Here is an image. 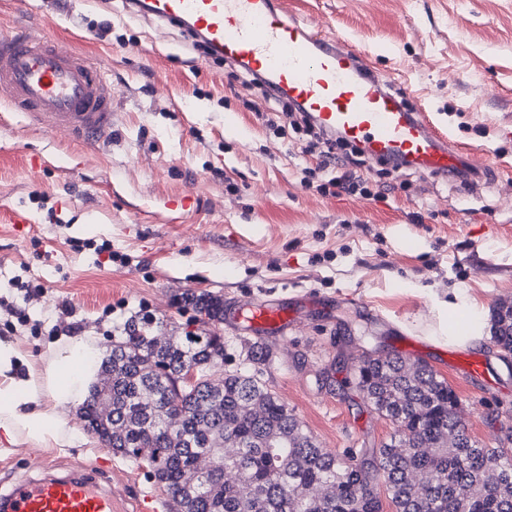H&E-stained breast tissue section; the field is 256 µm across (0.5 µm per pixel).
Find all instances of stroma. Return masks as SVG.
Returning <instances> with one entry per match:
<instances>
[{"mask_svg": "<svg viewBox=\"0 0 512 512\" xmlns=\"http://www.w3.org/2000/svg\"><path fill=\"white\" fill-rule=\"evenodd\" d=\"M281 2L359 45L493 171L462 183L398 169L380 200L319 195L302 183L318 164L306 137L266 127L248 108L260 89L228 83L231 63L181 27L124 0H0V34L45 33L61 53L104 61L112 86V138L101 145L0 104V339L39 368L70 337L106 349L145 312L165 316L173 336L208 329L224 339L213 377L256 375L339 454L380 447L395 431L353 383L359 360L385 349L431 366L459 396L468 435L498 447L512 424V367L484 337L465 347L486 362L488 383L449 371L435 354L447 343L436 302L458 288L491 308L512 301V0ZM178 197L187 206L168 209ZM18 215L31 226L22 237L11 232ZM20 281L41 293L26 296ZM203 293L228 308L278 302L296 320L260 338L180 302ZM359 325L373 340L352 336ZM408 336L420 342L411 352ZM257 341L271 361H249ZM64 431L68 444L52 450L19 437L0 455V487L82 463L121 512H139L147 496L168 512L146 468L87 432L76 406Z\"/></svg>", "mask_w": 512, "mask_h": 512, "instance_id": "1", "label": "stroma"}]
</instances>
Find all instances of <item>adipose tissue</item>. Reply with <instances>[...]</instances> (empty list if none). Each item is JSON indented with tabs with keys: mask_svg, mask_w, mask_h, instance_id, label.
<instances>
[{
	"mask_svg": "<svg viewBox=\"0 0 512 512\" xmlns=\"http://www.w3.org/2000/svg\"><path fill=\"white\" fill-rule=\"evenodd\" d=\"M96 357L84 340H65L47 362L54 391L42 404L33 378L17 373L21 357L16 343L0 340V447L14 445L22 435L46 448L66 445L65 409L86 395Z\"/></svg>",
	"mask_w": 512,
	"mask_h": 512,
	"instance_id": "obj_1",
	"label": "adipose tissue"
}]
</instances>
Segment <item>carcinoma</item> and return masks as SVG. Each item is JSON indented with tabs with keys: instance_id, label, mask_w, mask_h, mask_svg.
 <instances>
[{
	"instance_id": "carcinoma-1",
	"label": "carcinoma",
	"mask_w": 512,
	"mask_h": 512,
	"mask_svg": "<svg viewBox=\"0 0 512 512\" xmlns=\"http://www.w3.org/2000/svg\"><path fill=\"white\" fill-rule=\"evenodd\" d=\"M210 320L224 302L187 295ZM491 341L512 353V304L494 315ZM167 320H128L79 407L88 431L180 499L181 512H382L383 484L396 512H512V450L472 440L448 382L425 363L379 351L354 371L367 404L396 426L390 440L358 455L321 448L266 384L242 371L211 379L224 340L206 329L167 336ZM197 366L179 393L173 376ZM112 400L102 419L97 399Z\"/></svg>"
}]
</instances>
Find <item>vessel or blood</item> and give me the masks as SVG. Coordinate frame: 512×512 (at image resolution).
<instances>
[{"label": "vessel or blood", "instance_id": "vessel-or-blood-1", "mask_svg": "<svg viewBox=\"0 0 512 512\" xmlns=\"http://www.w3.org/2000/svg\"><path fill=\"white\" fill-rule=\"evenodd\" d=\"M150 15L201 35L212 56L258 73L313 115L325 130L367 146L374 156L405 160L430 176L463 166L483 169L474 151L432 126L423 108L375 72L366 53L340 37L286 19L279 0H147ZM32 123L49 118L75 139L100 142L112 134V88L101 65L63 57L45 38L0 37V100ZM233 321L255 333L288 325L285 306L268 302L234 310ZM448 365L473 381L488 371L478 355L449 348ZM0 512H118L100 482L73 474L18 481L0 495Z\"/></svg>", "mask_w": 512, "mask_h": 512}]
</instances>
